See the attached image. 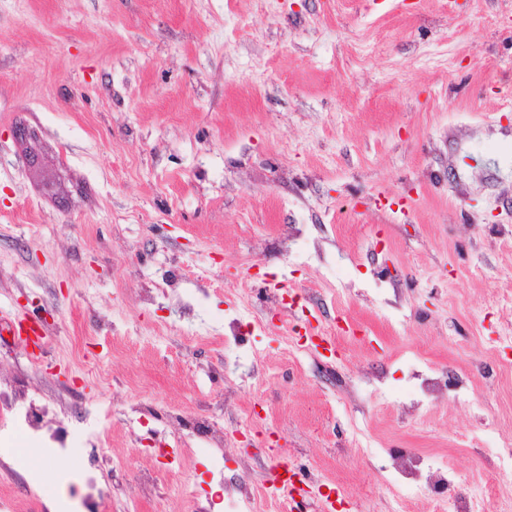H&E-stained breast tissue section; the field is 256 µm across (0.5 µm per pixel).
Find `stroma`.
I'll return each instance as SVG.
<instances>
[{
	"label": "stroma",
	"instance_id": "1",
	"mask_svg": "<svg viewBox=\"0 0 512 512\" xmlns=\"http://www.w3.org/2000/svg\"><path fill=\"white\" fill-rule=\"evenodd\" d=\"M245 256L299 294L312 335L344 327L333 350L270 311L225 344L254 300ZM174 271L178 293L145 303ZM511 297L512 0H0V316H55L40 364L0 335V382L55 404L78 451L85 411L122 396L107 512H236L223 482L263 484L280 458L335 512H430L384 481L414 452L456 472L447 503L480 491L500 512L512 473L489 490L485 450L512 439ZM417 353L468 374L470 397L407 413ZM140 403L141 430L204 412L254 445L212 479L202 439L134 446ZM43 445L0 432V495L82 512Z\"/></svg>",
	"mask_w": 512,
	"mask_h": 512
}]
</instances>
